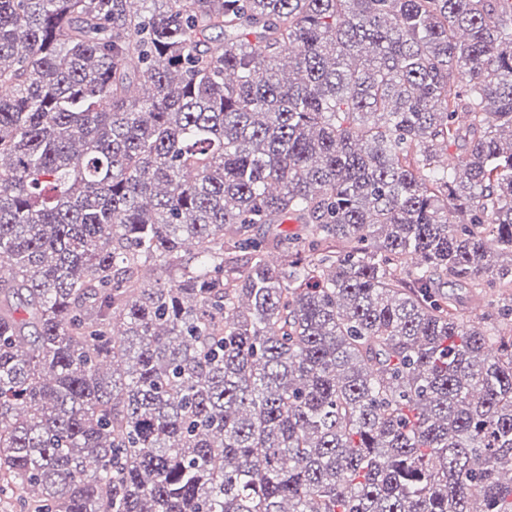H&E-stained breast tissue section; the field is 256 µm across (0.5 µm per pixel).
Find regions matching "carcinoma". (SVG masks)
Masks as SVG:
<instances>
[{
	"mask_svg": "<svg viewBox=\"0 0 512 512\" xmlns=\"http://www.w3.org/2000/svg\"><path fill=\"white\" fill-rule=\"evenodd\" d=\"M132 2L0 0V482L512 512V336L436 290L512 289V0Z\"/></svg>",
	"mask_w": 512,
	"mask_h": 512,
	"instance_id": "obj_1",
	"label": "carcinoma"
}]
</instances>
